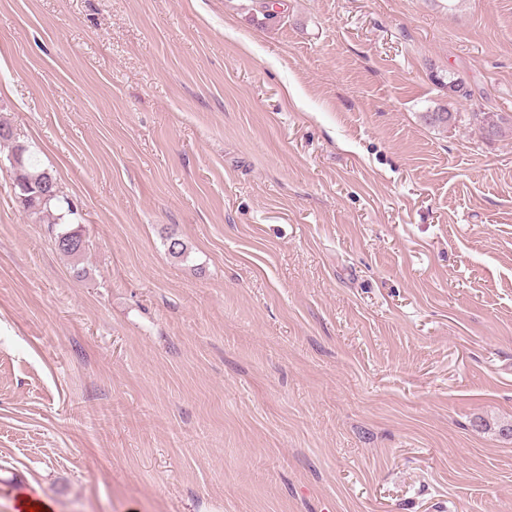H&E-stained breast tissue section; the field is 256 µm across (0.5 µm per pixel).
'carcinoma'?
Masks as SVG:
<instances>
[{"mask_svg": "<svg viewBox=\"0 0 512 512\" xmlns=\"http://www.w3.org/2000/svg\"><path fill=\"white\" fill-rule=\"evenodd\" d=\"M457 118L458 113L446 108L427 112L424 115L425 121L432 126H446ZM469 120L487 135L496 136L504 129H512V115L508 113L472 112ZM0 142L11 143L12 151L22 153L21 178L24 185L15 183L13 187L23 209L41 221L65 225V228L55 233L57 250L75 260L80 258L86 249L85 241L79 231L71 228L77 211L67 199L59 195L54 174L47 169L39 168V165L31 159L27 146L16 141L11 125L2 120H0Z\"/></svg>", "mask_w": 512, "mask_h": 512, "instance_id": "cac0c4a2", "label": "carcinoma"}]
</instances>
